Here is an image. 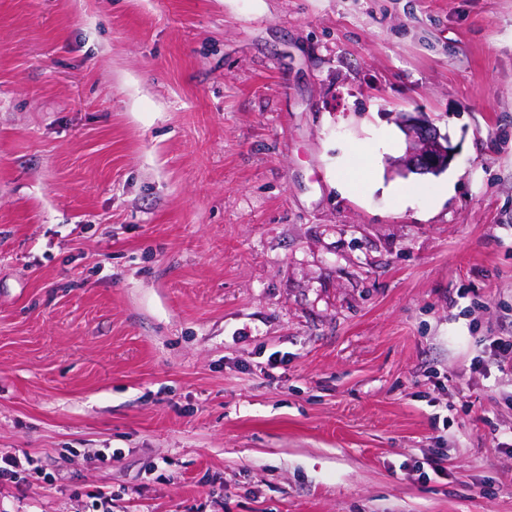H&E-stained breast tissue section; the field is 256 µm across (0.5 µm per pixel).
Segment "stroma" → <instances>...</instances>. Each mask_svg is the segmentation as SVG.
Instances as JSON below:
<instances>
[{
  "instance_id": "35a3bbf8",
  "label": "stroma",
  "mask_w": 512,
  "mask_h": 512,
  "mask_svg": "<svg viewBox=\"0 0 512 512\" xmlns=\"http://www.w3.org/2000/svg\"><path fill=\"white\" fill-rule=\"evenodd\" d=\"M510 335L512 0H0V512H512ZM399 123L407 141L405 154L397 161L401 170L437 174L448 168L454 149L448 136L434 125L428 112H403Z\"/></svg>"
}]
</instances>
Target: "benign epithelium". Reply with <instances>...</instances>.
I'll return each instance as SVG.
<instances>
[{
    "instance_id": "obj_1",
    "label": "benign epithelium",
    "mask_w": 512,
    "mask_h": 512,
    "mask_svg": "<svg viewBox=\"0 0 512 512\" xmlns=\"http://www.w3.org/2000/svg\"><path fill=\"white\" fill-rule=\"evenodd\" d=\"M399 123L407 141L405 154L397 161L400 169L437 174L448 168L454 149L448 136L440 132L428 113L421 110L405 112Z\"/></svg>"
}]
</instances>
